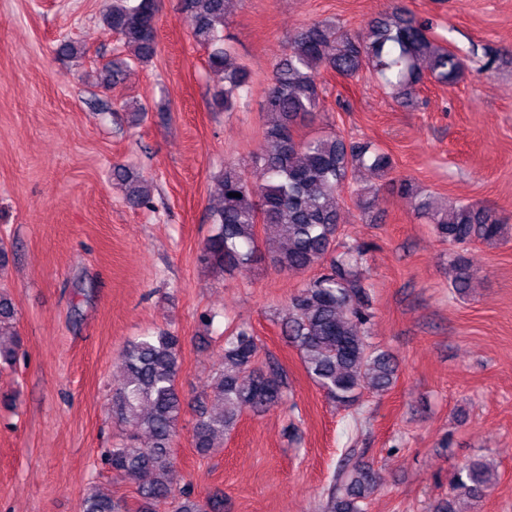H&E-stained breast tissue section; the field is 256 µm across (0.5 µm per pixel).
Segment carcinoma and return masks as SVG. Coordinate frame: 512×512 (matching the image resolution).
Instances as JSON below:
<instances>
[{"instance_id":"1","label":"carcinoma","mask_w":512,"mask_h":512,"mask_svg":"<svg viewBox=\"0 0 512 512\" xmlns=\"http://www.w3.org/2000/svg\"><path fill=\"white\" fill-rule=\"evenodd\" d=\"M230 0H181L193 22V40L207 48L208 66L224 85L214 95L218 106L233 111L252 83L248 69L238 63L229 37ZM158 0H112L103 15L121 51L93 71L96 88L108 91L132 68L150 62L157 51ZM83 46L64 40L57 57H84ZM466 63L458 53L438 44L426 22L396 0L390 10L361 30L352 31L325 21L302 26L277 62L266 92V124L262 143L252 156L251 173L227 163L217 175L222 207L214 214L215 228L204 242L199 263L217 274L250 270L261 257L259 244L276 241L272 266L282 273L313 268L319 273L290 297L288 317L280 321L286 341L299 352L314 384L333 404L348 409L366 390L384 393L397 378V365L366 337L374 318L370 284L364 272L369 245L339 238L342 194L350 181L368 171L387 175L391 155L374 144L346 140L334 132L299 138L296 127L313 121L322 111L319 77L333 72L343 79L369 72L377 75L400 104L413 101L427 81L452 87ZM113 178L124 186L126 198L143 207L152 197L153 182L116 166ZM398 191L411 198L414 211L450 244L504 239L507 224L495 210L475 204L448 202L402 181ZM357 205H376L379 187L363 184L351 189ZM451 288L465 295L475 280L470 264L457 256L451 263ZM15 305L0 294V332L14 321ZM19 337L0 335V366L16 360ZM252 326L237 323L224 334L221 366L211 392L200 399L193 427V444L202 456L223 447L224 437L246 412L261 413L288 397V373L276 360L259 362ZM181 339L170 331L129 342L121 355L123 382L112 396V411L131 423L133 431L105 451L116 479H136V512H222L224 502L196 500L176 490L178 472L173 444L184 400L177 389ZM217 408L210 412L206 402ZM452 490L478 504L494 485L491 464L472 459L449 477ZM380 486L378 474L348 456L339 464L327 489V512H366V500ZM82 512H130L126 501L94 488L82 499Z\"/></svg>"}]
</instances>
